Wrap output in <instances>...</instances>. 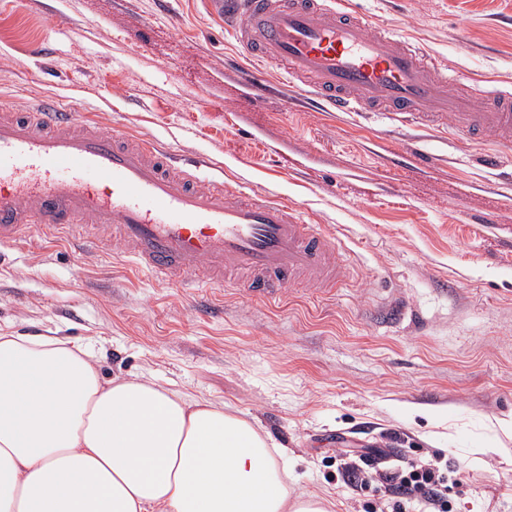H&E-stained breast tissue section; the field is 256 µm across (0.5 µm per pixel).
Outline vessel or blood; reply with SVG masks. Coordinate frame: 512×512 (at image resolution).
I'll return each mask as SVG.
<instances>
[{"label":"vessel or blood","instance_id":"1","mask_svg":"<svg viewBox=\"0 0 512 512\" xmlns=\"http://www.w3.org/2000/svg\"><path fill=\"white\" fill-rule=\"evenodd\" d=\"M258 67L244 81L268 92L266 66L339 112H378L512 147V97L457 93V79L389 28L368 32L348 0H212ZM83 251L112 246L138 270L180 288L225 285L270 302L288 287H339L333 236L287 199L231 191L206 162L80 118L37 95L0 113V245L32 229Z\"/></svg>","mask_w":512,"mask_h":512}]
</instances>
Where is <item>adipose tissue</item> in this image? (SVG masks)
Returning a JSON list of instances; mask_svg holds the SVG:
<instances>
[{"label": "adipose tissue", "instance_id": "adipose-tissue-1", "mask_svg": "<svg viewBox=\"0 0 512 512\" xmlns=\"http://www.w3.org/2000/svg\"><path fill=\"white\" fill-rule=\"evenodd\" d=\"M0 512H329L250 422L81 346L0 333Z\"/></svg>", "mask_w": 512, "mask_h": 512}]
</instances>
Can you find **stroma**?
I'll use <instances>...</instances> for the list:
<instances>
[{"label":"stroma","instance_id":"stroma-1","mask_svg":"<svg viewBox=\"0 0 512 512\" xmlns=\"http://www.w3.org/2000/svg\"><path fill=\"white\" fill-rule=\"evenodd\" d=\"M369 29L421 43L460 84L512 91V0H351ZM49 41L51 58L30 56ZM205 0H0V105L35 91L108 131L201 154L296 203L333 235L348 278L263 303L193 298L107 251L40 232L0 245V329L86 345L104 378L146 376L228 405L287 453L293 494L331 512L386 507L337 450L390 448L469 473L454 512H512V149L371 112L259 99ZM429 165L409 161L415 149Z\"/></svg>","mask_w":512,"mask_h":512}]
</instances>
